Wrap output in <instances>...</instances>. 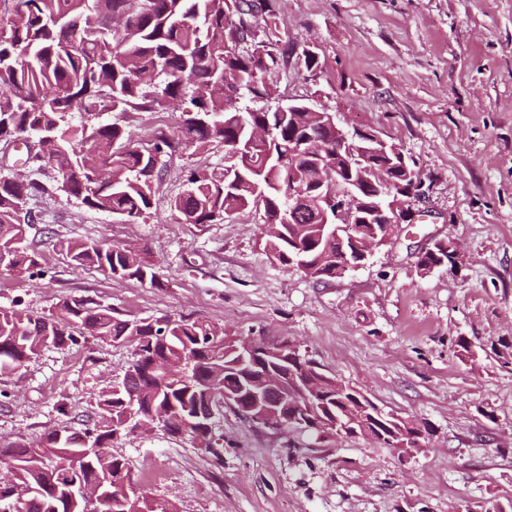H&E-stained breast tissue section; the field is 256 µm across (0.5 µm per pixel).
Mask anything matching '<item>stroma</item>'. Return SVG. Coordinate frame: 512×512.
<instances>
[{
  "label": "stroma",
  "mask_w": 512,
  "mask_h": 512,
  "mask_svg": "<svg viewBox=\"0 0 512 512\" xmlns=\"http://www.w3.org/2000/svg\"><path fill=\"white\" fill-rule=\"evenodd\" d=\"M280 33L310 46L317 77L295 66L267 80L273 103L306 98L347 129H372L410 157L423 198L412 222L344 278L316 283L275 261L264 211L212 224L171 211L189 169L223 167V144L162 157L151 215L135 223L55 188L51 169L8 149L5 176L44 185L28 201L25 243L40 276L0 269V307L37 314L88 296L131 318L187 316L229 336L288 343L382 411L426 428L409 458L364 438L307 443L231 407L217 413L213 447L162 430L113 447L142 496L178 512H512V0H280ZM175 105L111 112L136 142L177 134ZM59 238L136 247L159 285L76 269ZM459 247L455 265L421 273L437 240ZM467 342L471 357L462 356ZM129 346L89 340L49 348L0 376V444L53 429L78 431L102 389L120 382Z\"/></svg>",
  "instance_id": "obj_1"
}]
</instances>
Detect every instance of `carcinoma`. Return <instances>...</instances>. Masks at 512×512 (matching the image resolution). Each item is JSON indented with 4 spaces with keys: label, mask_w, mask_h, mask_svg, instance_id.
<instances>
[{
    "label": "carcinoma",
    "mask_w": 512,
    "mask_h": 512,
    "mask_svg": "<svg viewBox=\"0 0 512 512\" xmlns=\"http://www.w3.org/2000/svg\"><path fill=\"white\" fill-rule=\"evenodd\" d=\"M315 78L319 55L282 43L277 0H0V143L21 137L48 149H29L28 162L56 174L57 189L84 206L123 222L149 215L160 156L179 146L204 148L211 142L231 147L258 122H269L268 147L237 156L233 181L225 170H189L184 189L171 203L189 224H212L262 203L265 215L288 209L280 183L288 173L310 186L318 184L317 154L336 143L324 126L325 111H288L250 107L243 101L265 98V77L290 61ZM170 100L185 103L177 137L161 130L140 145L116 123L100 120L106 112H159ZM81 114L78 123L74 113ZM279 165L269 169L268 158ZM107 168L99 183L90 165ZM342 183L372 176L367 165L338 163ZM42 186L0 177V268L33 277L37 254L24 240L21 214L27 199ZM451 241L438 240L420 256L418 269L454 264ZM56 247L79 269L93 267L111 278L159 284L154 265L141 252L120 245L65 239ZM270 255L287 265L300 252L309 257L304 275L316 283L338 278L343 260L336 242L319 235L314 209L305 208L294 223L267 240ZM109 344L138 336L144 354H133L137 378L101 391L94 416L80 432L53 431L0 445V468L13 472L14 484L0 487V512H132L135 502L109 505L103 494L133 477L131 467L110 448L127 435L125 419L169 413L166 432L193 433L188 424L196 407L218 401L201 384L165 381L154 360L183 363L191 377L228 370L227 388L249 385L251 372L232 366L224 327L186 317L164 323L129 319L89 297L63 302L48 315H36L18 301L0 307V375H9L44 349L72 348L85 339L86 327ZM96 448L87 451L83 437Z\"/></svg>",
    "instance_id": "cac0c4a2"
}]
</instances>
